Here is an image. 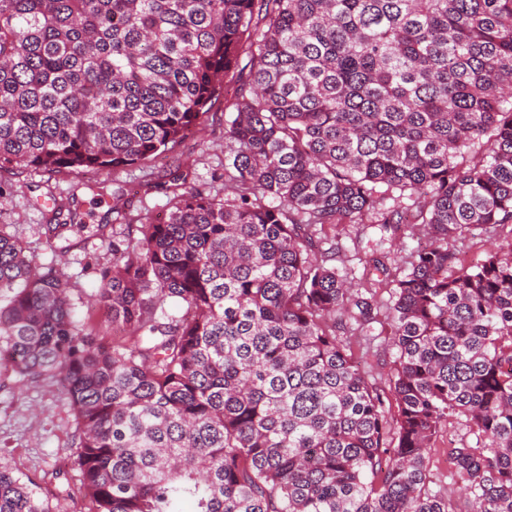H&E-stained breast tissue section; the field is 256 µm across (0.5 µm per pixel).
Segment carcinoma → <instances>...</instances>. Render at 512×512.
<instances>
[{"label":"carcinoma","instance_id":"cac0c4a2","mask_svg":"<svg viewBox=\"0 0 512 512\" xmlns=\"http://www.w3.org/2000/svg\"><path fill=\"white\" fill-rule=\"evenodd\" d=\"M0 0V169L114 174L197 127L222 79L224 190L173 172L160 218L113 196L112 265L74 313L64 274L0 230V364L59 378L90 512H512V0ZM72 223L58 240L104 226ZM430 239L336 268L339 224ZM390 289L382 303L377 289ZM388 320V389L350 337ZM396 401L390 412L389 397ZM462 510L429 485L440 424ZM0 512H52L0 469ZM465 240L455 243L459 256L464 265H472L482 260L490 250L507 251L512 242L510 224L487 230H477Z\"/></svg>","mask_w":512,"mask_h":512}]
</instances>
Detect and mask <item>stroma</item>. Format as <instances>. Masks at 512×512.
Listing matches in <instances>:
<instances>
[{
	"label": "stroma",
	"mask_w": 512,
	"mask_h": 512,
	"mask_svg": "<svg viewBox=\"0 0 512 512\" xmlns=\"http://www.w3.org/2000/svg\"><path fill=\"white\" fill-rule=\"evenodd\" d=\"M237 80L225 79L222 93L213 100L208 114L195 133L175 145L163 159L135 167L117 175H104L105 183H117L124 194L120 204L131 215L144 208L165 204L164 182L167 172L188 171V180L199 187L211 186L224 157V112L234 99ZM65 176L0 170V193L12 201L0 210V226L19 238L29 257L38 265L57 266L71 278V296L79 318H91L100 335L112 334V325L100 316H89L87 301L99 286L98 271L112 263V239L97 236L73 238L68 249L51 244L46 235L50 224L64 223L46 195L47 187L67 189ZM344 241H357L361 256L388 251L390 246L413 251L425 237L419 225L406 224L396 243L383 241L378 229L365 224H341L336 228ZM512 245V227L501 226L476 231L457 241L463 264L482 260L491 250H507ZM351 352L360 361L369 383L387 386L393 364L384 350L383 336L373 345L352 342ZM78 435L70 402L61 384L44 377L28 386H18L11 370L0 367V468L13 471L36 483L52 512H89L73 452ZM475 445L476 437L456 417L448 418L428 454L427 476L433 490L456 500L461 496L451 475L446 448L448 444Z\"/></svg>",
	"instance_id": "obj_1"
}]
</instances>
